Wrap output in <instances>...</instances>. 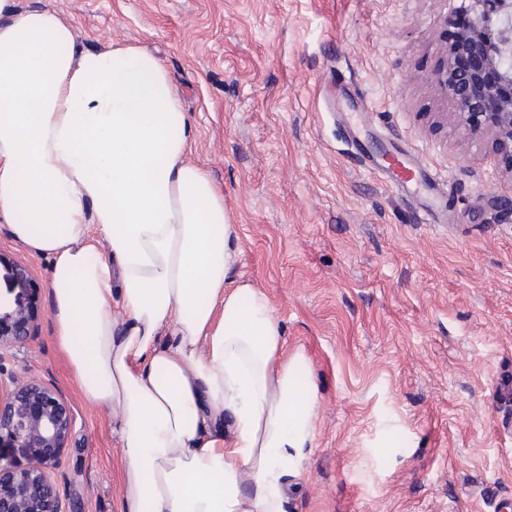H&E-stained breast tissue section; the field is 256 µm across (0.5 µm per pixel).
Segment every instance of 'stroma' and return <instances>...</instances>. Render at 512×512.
I'll return each mask as SVG.
<instances>
[{
    "mask_svg": "<svg viewBox=\"0 0 512 512\" xmlns=\"http://www.w3.org/2000/svg\"><path fill=\"white\" fill-rule=\"evenodd\" d=\"M80 43L165 65L195 157L239 236L231 268L269 300L317 392L288 512H498L512 504V177L453 130L432 82L461 0H20ZM402 149L448 182L406 201L357 160ZM434 223H421L423 212ZM38 335L0 370L58 390L76 418L61 468L73 512H118L112 412L58 349L51 260L0 220Z\"/></svg>",
    "mask_w": 512,
    "mask_h": 512,
    "instance_id": "1",
    "label": "stroma"
}]
</instances>
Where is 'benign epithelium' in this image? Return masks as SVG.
<instances>
[{"mask_svg":"<svg viewBox=\"0 0 512 512\" xmlns=\"http://www.w3.org/2000/svg\"><path fill=\"white\" fill-rule=\"evenodd\" d=\"M469 26L445 49L433 83L448 124L512 156V0H461ZM14 302H0V360L37 334L31 278L14 265ZM75 417L35 380L0 378V512H69L56 482Z\"/></svg>","mask_w":512,"mask_h":512,"instance_id":"7a95c632","label":"benign epithelium"}]
</instances>
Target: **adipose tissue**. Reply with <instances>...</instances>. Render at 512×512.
Returning <instances> with one entry per match:
<instances>
[{
  "instance_id": "obj_1",
  "label": "adipose tissue",
  "mask_w": 512,
  "mask_h": 512,
  "mask_svg": "<svg viewBox=\"0 0 512 512\" xmlns=\"http://www.w3.org/2000/svg\"><path fill=\"white\" fill-rule=\"evenodd\" d=\"M193 145L158 58L0 0V218L50 256L57 345L117 415L119 512H287L316 391L231 279L238 235Z\"/></svg>"
}]
</instances>
